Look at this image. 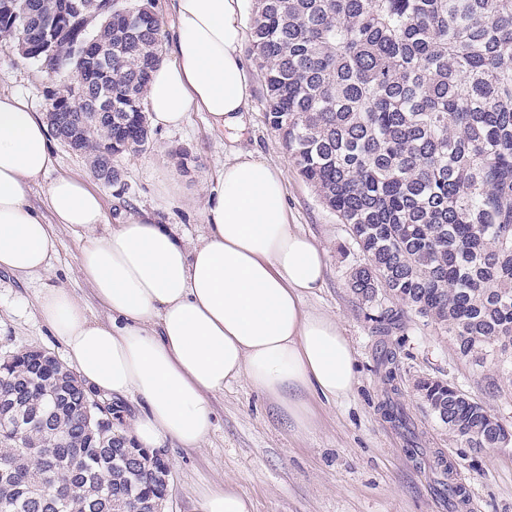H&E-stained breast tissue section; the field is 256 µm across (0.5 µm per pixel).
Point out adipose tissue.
Returning <instances> with one entry per match:
<instances>
[{
	"label": "adipose tissue",
	"instance_id": "ef3b65f1",
	"mask_svg": "<svg viewBox=\"0 0 512 512\" xmlns=\"http://www.w3.org/2000/svg\"><path fill=\"white\" fill-rule=\"evenodd\" d=\"M171 9L169 56L146 98L152 127L178 130L202 112L210 128L240 134L251 102L243 0H172ZM52 141L42 113L0 91V270L49 271L55 225L82 236L78 270L109 321L54 286L41 291L38 314L91 391L140 398L139 447L200 448L212 396L241 378L299 432L312 426L310 395L347 397L356 361L336 317L305 305L324 286L326 260L289 222L283 168L232 151L205 189V232L191 244L146 210L105 227L101 195L68 175L49 184L47 213L34 209L29 192L54 165Z\"/></svg>",
	"mask_w": 512,
	"mask_h": 512
}]
</instances>
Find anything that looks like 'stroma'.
<instances>
[{"label": "stroma", "instance_id": "1", "mask_svg": "<svg viewBox=\"0 0 512 512\" xmlns=\"http://www.w3.org/2000/svg\"><path fill=\"white\" fill-rule=\"evenodd\" d=\"M242 54L252 98L239 140L212 131L204 113H190L181 130H152L143 149L114 157L121 181L113 187L103 186L87 160L57 140L53 169L30 191L31 202L44 207L51 180L74 176L101 192L106 223H116L130 209H153L193 242L205 230L204 189L223 166L225 153L236 146L286 171L290 221L326 253L324 286L307 305L338 318L357 361L352 392L336 402L312 398L314 425L299 433L278 404L246 380L225 386L212 399L214 427L203 447L165 448L171 468L165 512H198L201 490L221 482L248 494L254 512H512V447L480 450L456 441L414 388L420 377L456 383L512 424V378L496 375L492 365L458 360L449 336L416 318L406 334L374 333L347 286L351 269L364 257L351 244L346 226L289 162L278 134L267 124L263 79L250 40H243ZM49 82L43 70L16 52L0 51V88L22 93L35 111L46 109ZM82 244L79 234L62 226L49 274L20 279L0 271V351L38 347L65 358L63 343L37 312L38 296L48 286L67 288L92 316L105 319L77 270ZM390 350L398 355L397 401L407 417L403 427L384 416L386 395L377 364ZM491 375L497 385L493 391L486 384ZM445 460L455 465L453 477L442 472ZM452 478L465 489L457 505L448 500Z\"/></svg>", "mask_w": 512, "mask_h": 512}]
</instances>
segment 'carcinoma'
I'll return each mask as SVG.
<instances>
[{"instance_id": "cac0c4a2", "label": "carcinoma", "mask_w": 512, "mask_h": 512, "mask_svg": "<svg viewBox=\"0 0 512 512\" xmlns=\"http://www.w3.org/2000/svg\"><path fill=\"white\" fill-rule=\"evenodd\" d=\"M0 34L67 75L46 101L89 119L71 149L120 182L112 156L149 144L143 99L163 59L153 0H122L87 26L80 0H9ZM252 52L266 119L289 161L346 225L366 262L350 288L385 335L409 315L455 355L504 373L512 349V0H255ZM110 50L105 66L73 47ZM396 353L378 371L391 393ZM71 368L19 351L0 367V512H128L154 499L165 462L133 459L87 429ZM415 388L448 434L499 448L501 420L455 384ZM26 433L18 439L15 426ZM36 452L21 454L20 447Z\"/></svg>"}]
</instances>
